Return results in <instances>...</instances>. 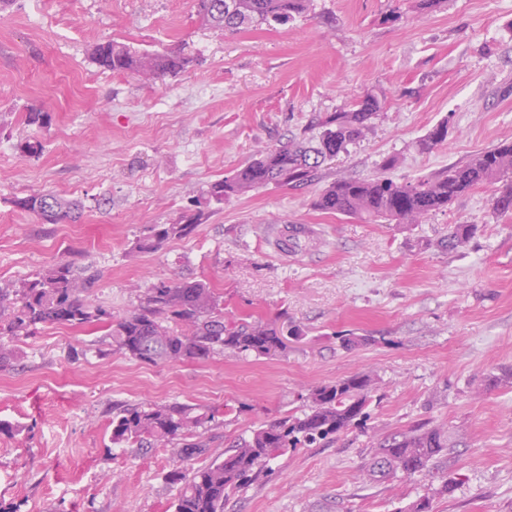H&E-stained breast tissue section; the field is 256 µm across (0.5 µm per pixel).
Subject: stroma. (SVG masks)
I'll list each match as a JSON object with an SVG mask.
<instances>
[{"instance_id": "1", "label": "stroma", "mask_w": 512, "mask_h": 512, "mask_svg": "<svg viewBox=\"0 0 512 512\" xmlns=\"http://www.w3.org/2000/svg\"><path fill=\"white\" fill-rule=\"evenodd\" d=\"M147 51L186 44L188 71L151 82L99 68L96 44ZM369 94L382 108L365 137L297 188L268 185L215 208L155 252L132 247L153 224L183 222L209 185L256 151L301 133L318 114ZM47 112L30 126L28 108ZM448 139L422 153L440 121ZM512 136V0H312L288 25L229 34L202 26L195 0H8L0 6V285L70 262L94 272L96 299L122 316L137 289L206 279L224 317L298 328L286 352H224L151 365L111 350L106 330L43 327L15 342L0 371V502L20 512H172L175 448L111 443L119 404L219 409L203 439L223 454L239 435L308 405L309 389L361 371L378 388L365 427L288 451L224 512H512V387L484 388L512 368V217L492 188L421 224H370L317 211L342 177L400 158L398 181L431 176ZM40 141L41 155L26 153ZM51 192L82 204L77 222L45 224L14 198ZM452 224L479 230L457 249ZM314 227L280 255L266 227ZM369 337L348 350L344 331ZM429 423L452 447L439 470L375 483L376 439ZM455 490L440 496L442 479Z\"/></svg>"}]
</instances>
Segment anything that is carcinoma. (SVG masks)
I'll return each mask as SVG.
<instances>
[{
    "label": "carcinoma",
    "mask_w": 512,
    "mask_h": 512,
    "mask_svg": "<svg viewBox=\"0 0 512 512\" xmlns=\"http://www.w3.org/2000/svg\"><path fill=\"white\" fill-rule=\"evenodd\" d=\"M310 5L311 0H196L202 25L231 34L272 22L286 25L305 14ZM92 58L104 70L146 80L177 74L195 62L180 48L150 52L113 40L96 45ZM380 108L376 97L365 95L335 112L317 116L301 136L257 151L230 174L211 183L200 209L184 222L151 225L133 250L154 251L167 240L192 234L213 204L222 205L270 184L293 188L313 181L326 161L364 137ZM448 123L446 118L430 128L417 141L419 151L429 152L445 143ZM396 163L397 159L389 156L373 175L332 182L319 193L313 207L374 223L419 224L474 190L493 185V214L512 215L509 138L430 177L397 181L387 175ZM13 204L47 224L76 222L81 217L79 203L51 192L17 198ZM477 231L476 224L451 225L448 247L465 245ZM93 283V275L60 263L17 288L0 287V370L13 367L16 360L15 350L2 338H26L47 325L83 329L101 324L112 339L114 351L152 365L205 361L226 350L258 357L285 350L281 333L268 323L250 318L224 320L220 296L204 279L151 284L138 294L139 305L121 317L112 316L110 309L92 298ZM374 389L375 379L368 372L316 386L303 413L286 414L250 430L224 449V457L218 456L202 468H175L170 481L180 489L173 512H224L229 494L261 479L274 459L301 445L330 439L367 417ZM216 414L214 409L180 402L122 405L112 411L111 442L118 448L140 450L172 446L184 464L207 452L203 434ZM449 448L446 430L418 426L376 442L367 476L379 482L399 474L430 473L448 458Z\"/></svg>",
    "instance_id": "cac0c4a2"
}]
</instances>
